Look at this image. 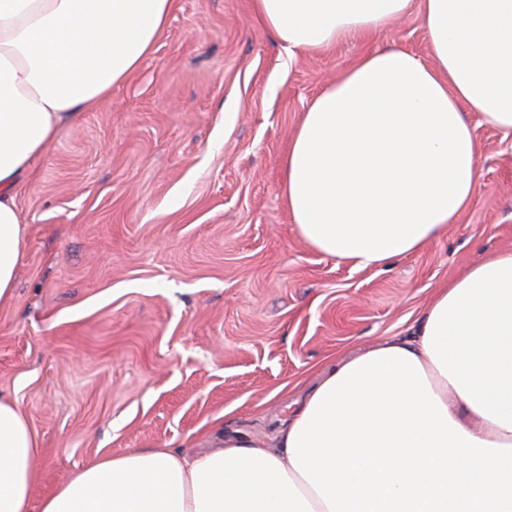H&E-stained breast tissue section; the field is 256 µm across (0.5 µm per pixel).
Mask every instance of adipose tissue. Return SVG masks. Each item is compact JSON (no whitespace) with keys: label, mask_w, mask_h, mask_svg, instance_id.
Wrapping results in <instances>:
<instances>
[{"label":"adipose tissue","mask_w":512,"mask_h":512,"mask_svg":"<svg viewBox=\"0 0 512 512\" xmlns=\"http://www.w3.org/2000/svg\"><path fill=\"white\" fill-rule=\"evenodd\" d=\"M412 0H253L288 58L375 39ZM431 63L374 47L307 106L284 202L316 251L385 265L448 231L480 184L475 129L512 139V0H421ZM173 0H0V305L21 179L58 130L149 58ZM278 451L236 435L187 456H105L34 499L41 452L0 396V512H512V250L435 293L409 335L319 371Z\"/></svg>","instance_id":"1"}]
</instances>
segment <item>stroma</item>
Returning <instances> with one entry per match:
<instances>
[{
    "mask_svg": "<svg viewBox=\"0 0 512 512\" xmlns=\"http://www.w3.org/2000/svg\"><path fill=\"white\" fill-rule=\"evenodd\" d=\"M381 43L431 56L417 11ZM367 48L288 59L252 0H175L152 54L63 126L17 191L0 395L37 433V495L88 462L275 447L318 369L405 335L438 288L512 249V142L475 124L480 184L444 237L384 266L311 248L281 162L308 103Z\"/></svg>",
    "mask_w": 512,
    "mask_h": 512,
    "instance_id": "1",
    "label": "stroma"
}]
</instances>
